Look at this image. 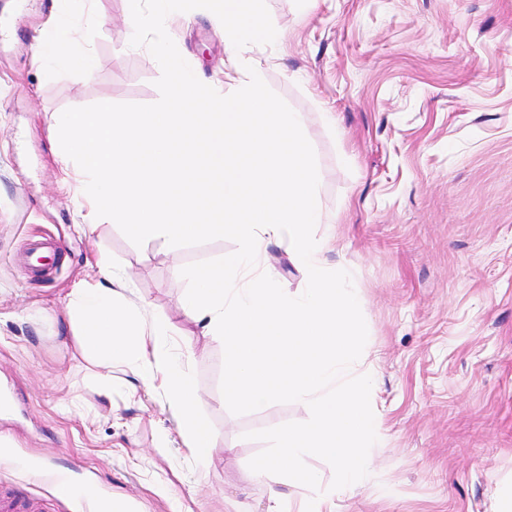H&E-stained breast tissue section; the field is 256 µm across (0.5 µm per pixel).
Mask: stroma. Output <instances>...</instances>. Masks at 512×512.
Instances as JSON below:
<instances>
[{
	"label": "stroma",
	"instance_id": "1",
	"mask_svg": "<svg viewBox=\"0 0 512 512\" xmlns=\"http://www.w3.org/2000/svg\"><path fill=\"white\" fill-rule=\"evenodd\" d=\"M281 38L256 45L264 81L301 119L322 198L339 221L315 233L347 270L368 329L357 372L374 376L377 442L354 492L308 456L333 512H512V0H266ZM69 0H0V491L41 512H89L48 473L122 498L128 512H266L270 485L250 431L308 420L307 405L229 412L221 340L180 300L181 269L233 241L135 246L116 224L87 231L50 126L99 102L151 104L159 64L130 44L129 0H97L76 43L93 78L36 48ZM204 80L223 86L224 30L196 9L170 31ZM107 254L141 305L190 350L198 422L216 436L199 467L162 390L112 370L103 393L67 319L69 294ZM261 265L289 296L307 285L287 239Z\"/></svg>",
	"mask_w": 512,
	"mask_h": 512
}]
</instances>
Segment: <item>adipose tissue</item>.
Wrapping results in <instances>:
<instances>
[{"label": "adipose tissue", "instance_id": "ef3b65f1", "mask_svg": "<svg viewBox=\"0 0 512 512\" xmlns=\"http://www.w3.org/2000/svg\"><path fill=\"white\" fill-rule=\"evenodd\" d=\"M81 21L78 14L64 16L61 33L43 41L38 54L45 61L66 60L90 77L94 74L91 59L63 35L64 30L78 26ZM98 266L100 279L76 289L68 304L78 346L101 369L104 385L112 383L113 366L129 365L145 387L163 390L167 408L180 426L191 457L201 465H209L215 438L197 421L196 394L187 365L169 349L170 323L156 315L149 324H142L139 307L125 297L127 285L121 273L104 256Z\"/></svg>", "mask_w": 512, "mask_h": 512}]
</instances>
